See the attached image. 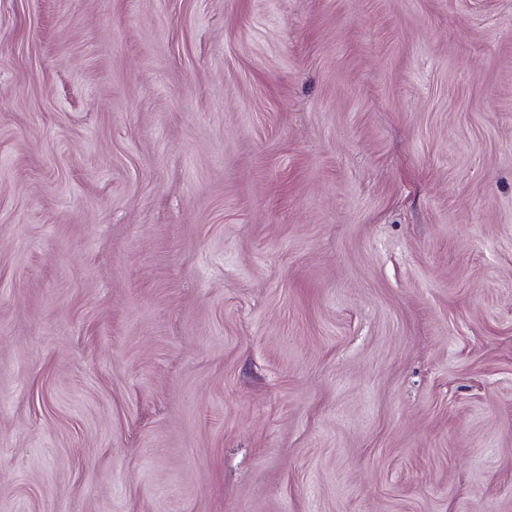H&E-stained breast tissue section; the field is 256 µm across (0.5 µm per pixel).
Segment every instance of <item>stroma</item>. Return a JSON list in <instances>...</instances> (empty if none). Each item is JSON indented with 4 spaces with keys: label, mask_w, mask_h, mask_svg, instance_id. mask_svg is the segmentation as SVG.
Returning <instances> with one entry per match:
<instances>
[{
    "label": "stroma",
    "mask_w": 512,
    "mask_h": 512,
    "mask_svg": "<svg viewBox=\"0 0 512 512\" xmlns=\"http://www.w3.org/2000/svg\"><path fill=\"white\" fill-rule=\"evenodd\" d=\"M0 512H512V0H0Z\"/></svg>",
    "instance_id": "stroma-1"
}]
</instances>
